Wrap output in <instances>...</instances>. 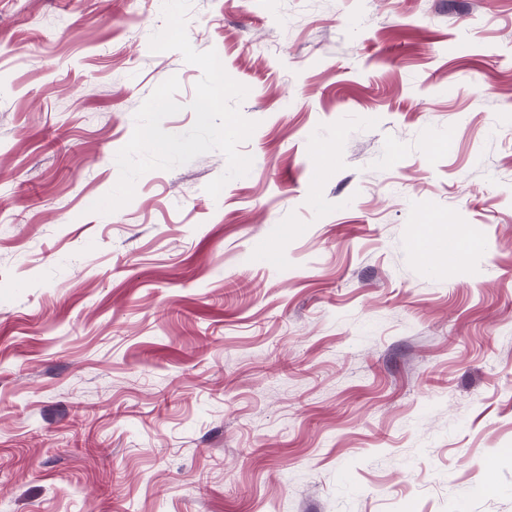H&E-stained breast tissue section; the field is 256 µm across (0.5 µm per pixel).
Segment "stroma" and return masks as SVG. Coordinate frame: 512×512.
<instances>
[{
	"label": "stroma",
	"instance_id": "1",
	"mask_svg": "<svg viewBox=\"0 0 512 512\" xmlns=\"http://www.w3.org/2000/svg\"><path fill=\"white\" fill-rule=\"evenodd\" d=\"M162 5L0 0V512H512V0H192L251 169L91 212ZM424 227H426L427 230L416 236L414 246L423 260L428 262V258L432 260V256L427 253L425 248V237L429 234H438L444 238V243L447 245L448 236L441 225L430 224ZM428 247L431 250V254L435 255L438 263H441L444 258L446 260L447 258L448 260L454 259L459 251L457 244L448 242V246L445 247L441 245L437 239L431 240L430 243L428 242ZM445 248L448 249V254L446 253V256H444Z\"/></svg>",
	"mask_w": 512,
	"mask_h": 512
}]
</instances>
